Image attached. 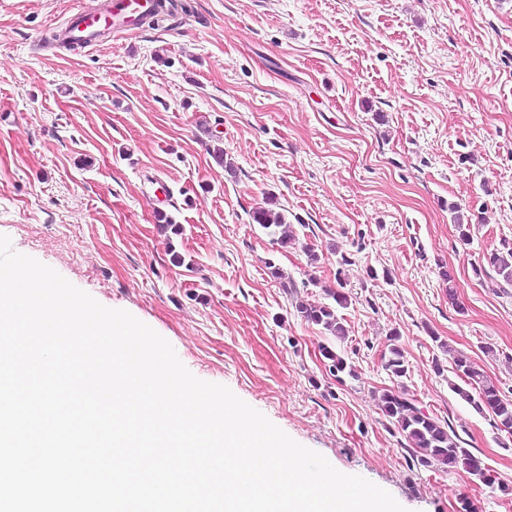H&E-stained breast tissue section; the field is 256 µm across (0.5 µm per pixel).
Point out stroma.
Returning <instances> with one entry per match:
<instances>
[{"label":"stroma","instance_id":"35a3bbf8","mask_svg":"<svg viewBox=\"0 0 512 512\" xmlns=\"http://www.w3.org/2000/svg\"><path fill=\"white\" fill-rule=\"evenodd\" d=\"M99 2L0 0V234L407 512H512V434L452 391L450 355L512 399V286L473 271L512 242V0H176L153 29L51 43ZM269 198L297 245L253 223ZM330 288L351 299L336 345L356 375L340 381L330 336L295 309ZM393 331L405 391L495 486L413 464L378 407ZM320 352L327 363L326 366L328 367L330 375L336 377L337 380L342 379L339 374H346L349 377H355V369L333 347L322 345Z\"/></svg>","mask_w":512,"mask_h":512}]
</instances>
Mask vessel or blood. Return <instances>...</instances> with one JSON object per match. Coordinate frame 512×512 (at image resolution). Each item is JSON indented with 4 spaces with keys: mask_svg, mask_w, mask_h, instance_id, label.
Instances as JSON below:
<instances>
[{
    "mask_svg": "<svg viewBox=\"0 0 512 512\" xmlns=\"http://www.w3.org/2000/svg\"><path fill=\"white\" fill-rule=\"evenodd\" d=\"M154 0H108L103 10L77 12L62 31L66 43L90 44L104 33H121L143 28L152 13Z\"/></svg>",
    "mask_w": 512,
    "mask_h": 512,
    "instance_id": "b4317fda",
    "label": "vessel or blood"
}]
</instances>
